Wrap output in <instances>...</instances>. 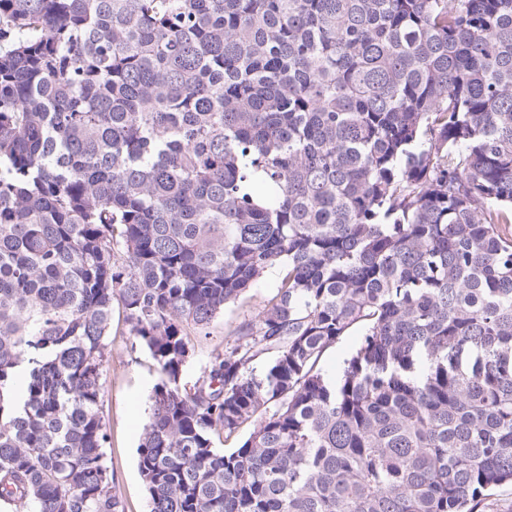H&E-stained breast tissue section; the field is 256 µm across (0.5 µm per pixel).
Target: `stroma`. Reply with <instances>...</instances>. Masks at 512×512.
<instances>
[{
    "label": "stroma",
    "instance_id": "1",
    "mask_svg": "<svg viewBox=\"0 0 512 512\" xmlns=\"http://www.w3.org/2000/svg\"><path fill=\"white\" fill-rule=\"evenodd\" d=\"M274 274H267L247 293L243 304L225 309L223 317L209 328L208 335L194 336L195 350L182 369L180 383L193 386L214 351L223 349L229 330L241 319L262 309L273 292ZM158 379L149 352L132 347L121 312L112 315L108 338V359L103 371L100 408L107 424L110 443L106 459L115 476V491L124 512H149V498L137 467V448L149 417L148 393Z\"/></svg>",
    "mask_w": 512,
    "mask_h": 512
}]
</instances>
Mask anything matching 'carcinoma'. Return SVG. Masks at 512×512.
I'll use <instances>...</instances> for the list:
<instances>
[{
	"instance_id": "cac0c4a2",
	"label": "carcinoma",
	"mask_w": 512,
	"mask_h": 512,
	"mask_svg": "<svg viewBox=\"0 0 512 512\" xmlns=\"http://www.w3.org/2000/svg\"><path fill=\"white\" fill-rule=\"evenodd\" d=\"M271 270L181 387L184 326ZM116 307L159 372L150 512H476L512 485V0H0L12 512H124ZM360 343L361 336L357 332L342 336L323 356L320 362L322 372L329 377L340 373L344 362L355 353Z\"/></svg>"
}]
</instances>
